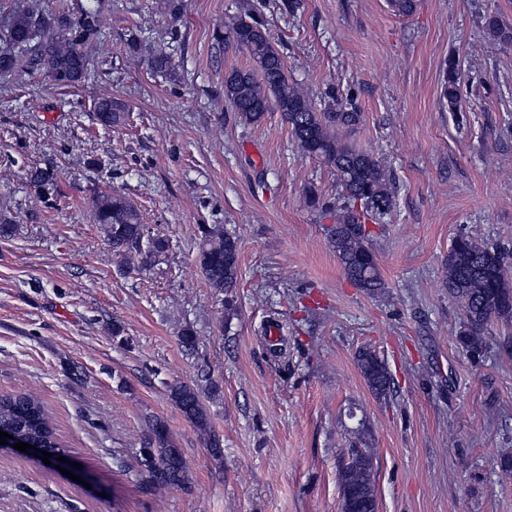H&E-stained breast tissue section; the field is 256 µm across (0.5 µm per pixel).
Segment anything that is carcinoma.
Wrapping results in <instances>:
<instances>
[{
	"instance_id": "obj_1",
	"label": "carcinoma",
	"mask_w": 512,
	"mask_h": 512,
	"mask_svg": "<svg viewBox=\"0 0 512 512\" xmlns=\"http://www.w3.org/2000/svg\"><path fill=\"white\" fill-rule=\"evenodd\" d=\"M280 9L274 0H258L250 5L249 19L231 16L224 21V46L233 47L248 57L246 68L232 67L224 73V102L243 124H256L272 109L281 113L291 136L303 151L321 160L336 172L342 202L334 205L316 191L308 195L311 206L334 219L326 227L328 244L336 254L345 275L367 294L385 289L377 258H369L370 231L365 219L372 212L387 213L396 187L386 162L366 153L339 137L338 131H353L363 122V113L351 91L331 90L323 109H318L309 92L288 77V68L275 48L264 20L265 11ZM100 0H84L77 12L48 13L35 0L14 5L5 33L0 37V74L9 76L19 69L41 73L57 86L72 87L91 77V62L83 47L99 33ZM487 35L496 43L512 44V27L490 15L485 18ZM439 99L450 112L464 111L463 77L458 61L445 62ZM95 119L104 127L118 125L127 118L122 102L101 99ZM34 186L48 190L55 182L51 167L32 171ZM95 223L113 251L138 259L139 267L155 265L166 250V240L143 224L137 206L126 196L114 192L97 196ZM199 263L209 284L224 293V306L236 303L240 245L218 224L199 227ZM509 252L469 235L457 236L448 252L446 283L449 295L462 315L458 335L460 345L479 350L487 327L494 320H512V266ZM360 372L377 398L388 395L389 371L372 351L357 355ZM169 400L184 418L205 436L212 455L223 453L221 440L210 423L199 384L180 382L168 385ZM0 427L15 432L42 448L65 451L59 442L44 406L27 393L0 397ZM358 449L350 448L341 463L344 484L363 489L370 501L364 512L376 507L371 467H355ZM148 483L154 488L178 485L187 479V465L176 447L166 422L154 419L142 448Z\"/></svg>"
}]
</instances>
